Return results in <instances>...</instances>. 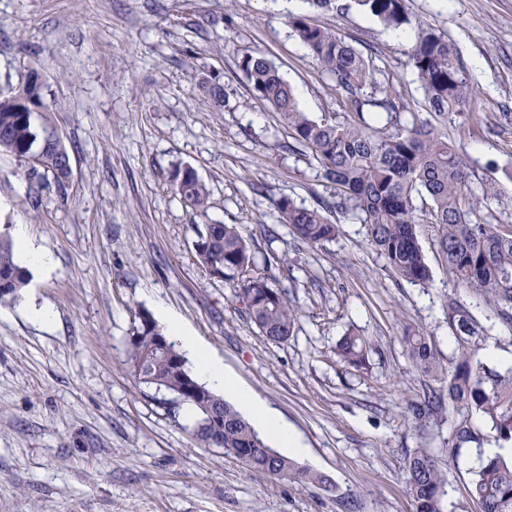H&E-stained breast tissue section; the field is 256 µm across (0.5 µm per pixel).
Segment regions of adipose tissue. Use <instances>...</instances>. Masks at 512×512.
I'll return each instance as SVG.
<instances>
[{"mask_svg":"<svg viewBox=\"0 0 512 512\" xmlns=\"http://www.w3.org/2000/svg\"><path fill=\"white\" fill-rule=\"evenodd\" d=\"M169 330L190 357L193 374L202 377L212 391L231 399L258 427L268 430L281 447L294 454L301 453V444L293 431L280 423L255 393L225 371L223 362L211 354L198 337L193 336L174 318L169 321Z\"/></svg>","mask_w":512,"mask_h":512,"instance_id":"1","label":"adipose tissue"}]
</instances>
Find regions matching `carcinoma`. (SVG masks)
<instances>
[{"instance_id": "cac0c4a2", "label": "carcinoma", "mask_w": 512, "mask_h": 512, "mask_svg": "<svg viewBox=\"0 0 512 512\" xmlns=\"http://www.w3.org/2000/svg\"><path fill=\"white\" fill-rule=\"evenodd\" d=\"M355 2L390 28L412 25L406 0ZM289 26L345 93L351 110L347 121L310 117L279 70L260 53L243 57L240 68L253 94L279 113L290 137L311 151L323 178L334 185L336 194L325 208L360 219L366 224L371 247L386 266L397 278L423 289L433 284L417 231L421 215H426L428 223L436 225L448 275L476 293L495 318L512 329V225L480 218L481 208L499 201L496 180L472 186L464 154L448 142V136L413 112L404 116V107L386 91L380 97L361 94L366 86H374L373 70L363 54L336 31L312 25L303 16L290 18ZM410 65L428 112L444 122L462 115L472 92L471 79L447 38L430 26L418 28ZM40 89L33 81L0 98V152L20 160L42 159L44 174L60 184L69 178L71 166L57 158L68 162L70 156L57 136L36 123L35 110L42 107ZM383 113L386 124L379 126L376 118ZM171 187L192 212L207 210L209 191L189 166L173 168ZM418 200L426 206L418 207ZM278 211L280 223L309 246L331 242L341 232L340 225L330 223L321 211L300 207L289 198L279 200ZM197 241L200 263L236 284L259 332L276 344L288 341L297 310L285 290L254 271V258L237 225L206 224ZM28 276L15 258L13 240L0 231V303L18 300ZM445 312L457 344L452 370L436 360L422 330L406 336L417 367L441 383L423 404L412 407L415 419L442 410L446 395L449 404L466 412L454 427L448 456H455L466 443L479 446L488 438L501 447L512 445V364L497 368L482 356L485 327L467 307L450 297ZM137 319L128 339L129 369L138 382L174 395L194 412L193 435L198 442L224 449V454L252 471L299 487L327 482L319 472L269 447L233 405L200 383L185 355L149 312L138 313ZM366 352L364 337L355 332L346 333L336 344V357L350 367H361ZM213 409L224 413V423L216 430L207 426ZM404 481L415 512H444L447 476L437 455L426 448L409 454ZM467 496L481 512H512V457H478Z\"/></svg>"}]
</instances>
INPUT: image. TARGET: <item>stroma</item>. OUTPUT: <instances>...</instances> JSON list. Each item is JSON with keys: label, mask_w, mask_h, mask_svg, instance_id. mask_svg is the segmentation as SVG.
I'll list each match as a JSON object with an SVG mask.
<instances>
[{"label": "stroma", "mask_w": 512, "mask_h": 512, "mask_svg": "<svg viewBox=\"0 0 512 512\" xmlns=\"http://www.w3.org/2000/svg\"><path fill=\"white\" fill-rule=\"evenodd\" d=\"M411 16L455 45L474 81L448 140L463 146L473 182L501 185L492 223L512 224V0H407ZM306 16L371 56L374 78L407 111L427 119L409 64L416 28L404 34L354 0L336 8L308 0H0V92L41 83L37 122L71 156L64 184L31 160L0 154V230L25 225L51 253L31 271L22 297L0 304V512H414L404 483L409 452L442 456L461 414L453 406L415 420L411 406L435 383L405 343L426 331L451 366L456 344L443 311L455 297L486 327V346L512 362V330L449 277L436 227H420L431 288L396 282L360 220L332 213V242L311 247L280 224L277 203L315 208L333 193L309 150L290 141L272 107L254 96L239 67L262 53L316 119L343 121L333 78L292 33ZM224 87L211 109L204 83ZM192 166L210 196L193 214L170 173ZM238 225L258 268L286 289L298 316L275 345L251 322L232 284L196 258L204 224ZM55 312L50 325L30 307ZM177 317L288 424L300 464L329 487L301 488L254 472L192 435L189 408L139 383L127 342L140 311ZM356 330L369 344L356 370L336 343ZM476 444L445 471L448 500L467 498Z\"/></svg>", "instance_id": "stroma-1"}]
</instances>
